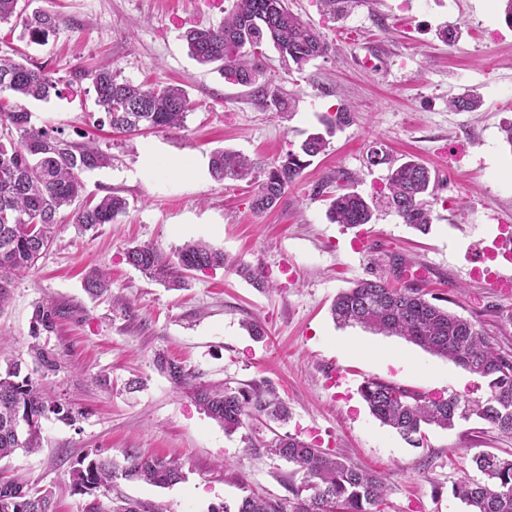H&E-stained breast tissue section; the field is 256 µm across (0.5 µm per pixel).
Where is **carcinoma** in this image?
I'll return each instance as SVG.
<instances>
[{
  "mask_svg": "<svg viewBox=\"0 0 512 512\" xmlns=\"http://www.w3.org/2000/svg\"><path fill=\"white\" fill-rule=\"evenodd\" d=\"M28 6L29 0H0V23L16 19L30 40L39 44L55 31L56 18L45 11L30 12ZM185 41L195 61L218 65L226 80L250 87L256 98L278 111L285 109L286 101L270 89L253 48L271 46L290 71L303 70L329 50L320 33L290 9L288 0H233L223 24L195 27L187 31ZM71 77L74 82L91 81L94 104L102 111L98 122L116 130L138 134L181 129L192 110L183 89L120 80L108 65L76 68ZM56 87V79L44 66L0 55V94L46 100ZM482 103L476 92L448 100L456 111H472ZM326 144L323 135L313 134L299 151H290L272 163L217 149L210 154L209 170L219 182L254 185L251 206L262 213L274 208L286 190L301 180L311 158L323 152ZM109 164V155L99 148L73 143L59 129L36 127L24 108L6 111L0 104V305L15 279L33 269L53 243L60 210L72 209L73 223L82 229L110 224L126 212V199L114 193L93 205L76 204L83 189L82 174ZM386 190V204L403 223L429 232V199L436 198V182L427 167L416 161L398 165L390 170ZM373 215V206L354 190L342 187L330 195L328 217L336 224H369ZM125 257L146 277L169 288L185 287L194 272L226 267L224 251L204 241L187 242L170 252L139 244L126 248ZM85 288L100 297L111 292L112 281L98 271L86 280ZM61 315L53 303L37 306L36 328L53 331ZM331 315L340 327L360 325L400 336L486 383L485 400L476 401L454 392L438 397L390 382H364L360 394L371 414L410 445L420 447L427 426L448 429L473 415L512 433V354L497 349L488 333L470 320L430 302L418 288H396L377 278L359 280L340 292L331 305ZM156 365L227 434L248 427L258 417L288 419L287 404L271 392L232 390L222 383L202 381L162 354L156 355ZM51 414L63 421L76 419L71 404L48 396L41 380L22 373L18 362L7 363L0 371V460L41 448V420ZM21 421L28 426L22 440L16 434ZM268 448L292 464L294 474L301 475L300 482L289 481L290 497L250 492L211 512H377L386 495L379 475L331 457L291 434L275 435ZM471 468L477 476L466 474L453 482V495L470 512H512V456L479 453L472 458ZM119 478L168 487L184 480L186 473L178 459L146 457L131 449L124 452L122 464L113 458L86 455L70 472L72 491L87 497L82 512H143L141 504L130 499L116 498L110 507L103 506L100 496L111 491ZM0 512H54L53 496L0 471Z\"/></svg>",
  "mask_w": 512,
  "mask_h": 512,
  "instance_id": "carcinoma-1",
  "label": "carcinoma"
}]
</instances>
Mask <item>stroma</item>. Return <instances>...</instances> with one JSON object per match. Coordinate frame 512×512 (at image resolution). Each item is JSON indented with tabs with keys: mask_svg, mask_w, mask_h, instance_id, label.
<instances>
[{
	"mask_svg": "<svg viewBox=\"0 0 512 512\" xmlns=\"http://www.w3.org/2000/svg\"><path fill=\"white\" fill-rule=\"evenodd\" d=\"M332 49L303 71L286 70L273 49L262 58L272 90L290 95L280 113L250 92L225 82L219 71L188 53L184 36L199 25L217 26L231 0H32L53 14L57 28L44 44L30 42L15 22L0 23V55L22 54L47 64L58 81L48 100L23 106L37 126L62 129L75 143L95 139L111 165L83 176L84 200L115 193L128 202L110 224L79 230L62 212L56 235L36 267L16 279L0 307V367L27 358L36 342L59 362L45 386L70 402L72 423L42 422V448L5 461L9 476L49 488L57 512H82L85 498L70 488V469L84 455L122 459L133 448L175 457L184 481L165 488L119 481L115 494L139 501L145 512H210L244 492L287 497L292 466L268 453L274 434H292L324 452L385 477L379 512H469L451 492L481 452L512 454V435L473 418L444 430L429 428L422 447L406 443L370 413L359 388L382 379L406 388L484 397L478 381L448 359L398 336L361 327L341 328L329 308L360 279L383 276L418 286L445 308L484 328L512 352V294L466 275L468 255L503 264V227H512V146L502 127L512 121V27L498 0H356L348 12L323 11L318 0H288ZM452 44L438 38L441 28ZM498 34L494 49L480 39ZM111 60L118 77L135 83L177 85L193 104L181 130L129 135L99 126L90 82L73 84L72 69ZM483 104L473 112L448 107L470 91ZM349 124L327 129L341 106ZM323 133L324 153L313 158L298 185L265 213L251 208L245 183L212 179L210 153L224 148L275 161ZM466 140L464 161L448 147ZM389 164L420 160L435 174L438 201L432 228L421 234L392 210L372 223L344 227L327 217L320 187L333 180L364 197L383 192L389 164L369 165L372 150ZM194 158L196 175L171 164ZM202 239L257 269V288L233 272H196L189 288L171 290L129 265V244L172 250ZM95 269L112 278V294L84 290ZM52 301L65 308L53 332L35 333L33 310ZM256 320L266 336H249ZM380 350L415 364L400 372L377 358ZM165 354L207 382L272 389L287 402L288 422L265 421L226 434L156 366ZM109 378L102 386L101 378Z\"/></svg>",
	"mask_w": 512,
	"mask_h": 512,
	"instance_id": "stroma-1",
	"label": "stroma"
}]
</instances>
